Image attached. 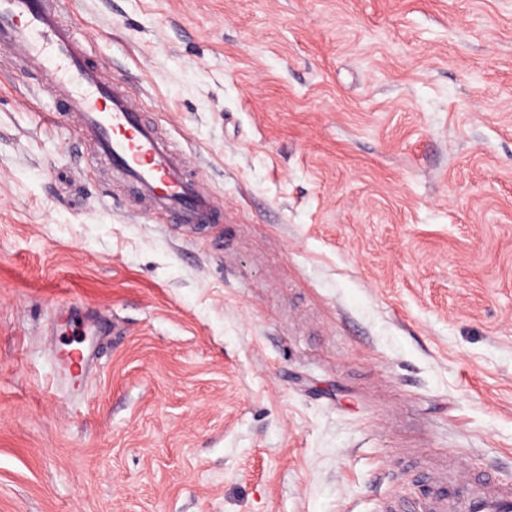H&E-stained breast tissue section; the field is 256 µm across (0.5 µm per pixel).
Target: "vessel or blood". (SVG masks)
Returning a JSON list of instances; mask_svg holds the SVG:
<instances>
[{
    "label": "vessel or blood",
    "mask_w": 512,
    "mask_h": 512,
    "mask_svg": "<svg viewBox=\"0 0 512 512\" xmlns=\"http://www.w3.org/2000/svg\"><path fill=\"white\" fill-rule=\"evenodd\" d=\"M0 51L56 85L59 108L73 118L78 139L108 160L158 216L191 227L223 219V206L198 184L159 126L124 90L103 81L99 66L46 0H0ZM91 360V352H68L66 378L85 374ZM456 483L461 512H512L511 479L471 472Z\"/></svg>",
    "instance_id": "vessel-or-blood-1"
}]
</instances>
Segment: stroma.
I'll use <instances>...</instances> for the list:
<instances>
[{"mask_svg": "<svg viewBox=\"0 0 512 512\" xmlns=\"http://www.w3.org/2000/svg\"><path fill=\"white\" fill-rule=\"evenodd\" d=\"M56 5L224 221L149 212L0 53V512L512 477V0ZM66 367L65 378L72 379L85 374L91 365L92 354L89 351H70L63 358Z\"/></svg>", "mask_w": 512, "mask_h": 512, "instance_id": "obj_1", "label": "stroma"}]
</instances>
